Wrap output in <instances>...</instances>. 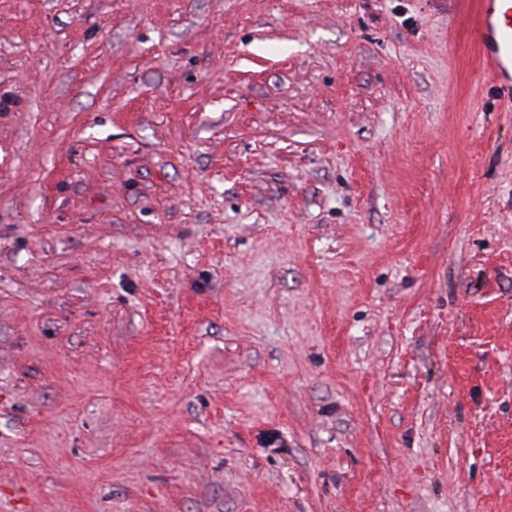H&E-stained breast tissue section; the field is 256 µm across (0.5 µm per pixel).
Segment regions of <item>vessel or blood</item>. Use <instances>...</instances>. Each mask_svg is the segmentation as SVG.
<instances>
[{
    "label": "vessel or blood",
    "instance_id": "vessel-or-blood-1",
    "mask_svg": "<svg viewBox=\"0 0 512 512\" xmlns=\"http://www.w3.org/2000/svg\"><path fill=\"white\" fill-rule=\"evenodd\" d=\"M479 52V67L512 96V0H462Z\"/></svg>",
    "mask_w": 512,
    "mask_h": 512
}]
</instances>
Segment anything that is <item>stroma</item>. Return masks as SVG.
<instances>
[{"label":"stroma","instance_id":"35a3bbf8","mask_svg":"<svg viewBox=\"0 0 512 512\" xmlns=\"http://www.w3.org/2000/svg\"><path fill=\"white\" fill-rule=\"evenodd\" d=\"M0 512H512L452 0H0Z\"/></svg>","mask_w":512,"mask_h":512}]
</instances>
